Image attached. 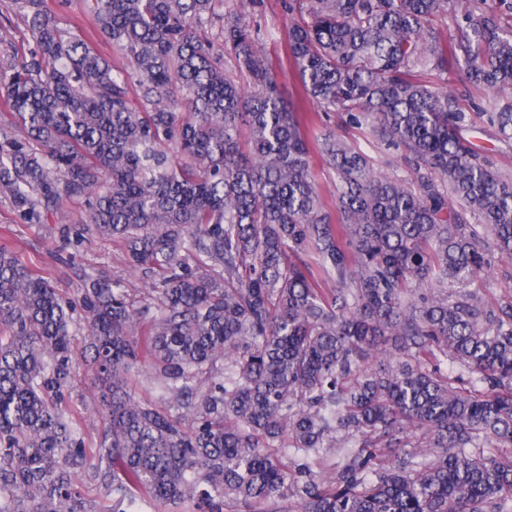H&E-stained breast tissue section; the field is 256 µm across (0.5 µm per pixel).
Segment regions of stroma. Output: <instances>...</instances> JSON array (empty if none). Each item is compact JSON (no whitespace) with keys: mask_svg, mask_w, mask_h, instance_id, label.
I'll list each match as a JSON object with an SVG mask.
<instances>
[{"mask_svg":"<svg viewBox=\"0 0 512 512\" xmlns=\"http://www.w3.org/2000/svg\"><path fill=\"white\" fill-rule=\"evenodd\" d=\"M51 16L60 29L90 33L95 29L92 0H46ZM247 19L260 29L263 47L276 72L283 97L300 111L313 112L317 106L299 93V79L286 62V35L294 20L283 0H249ZM31 45L27 27L11 9L9 0H0V59L26 50ZM315 135H328L347 140L368 156L375 169L402 179L411 172L401 161L400 150L387 146L379 138L373 124L350 125L337 114L322 116L313 128ZM470 140L501 172L512 174V140H502L496 128L480 123L469 135ZM84 211V202H66L57 213L41 224L22 223L11 200L0 194V248L8 249L30 268L48 277L64 295L76 299L81 294L85 277L121 281L130 299L143 304L146 284L141 273L131 267L121 247L108 238L88 232L73 241L68 239L69 227L77 224ZM486 253L492 267L476 278L471 290L496 299L512 295V259L502 257L494 244H487ZM93 373L80 367L68 404L74 418L79 419L88 447H95L101 422L92 387Z\"/></svg>","mask_w":512,"mask_h":512,"instance_id":"stroma-1","label":"stroma"}]
</instances>
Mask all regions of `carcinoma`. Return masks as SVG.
<instances>
[{
    "mask_svg": "<svg viewBox=\"0 0 512 512\" xmlns=\"http://www.w3.org/2000/svg\"><path fill=\"white\" fill-rule=\"evenodd\" d=\"M14 2L32 46L0 60L22 130L0 135V193L26 224L85 199L78 231L118 242L150 288L135 309L120 283L84 281L103 387L88 448L65 410L75 307L0 249V512H512V453L492 452L512 447V301L467 289L489 265L483 235L512 258V175L467 138L462 100L423 79L512 88L503 0L462 14L459 0H288L308 16L286 53L303 96L376 124L410 180L313 136L233 4L95 0L116 68L45 0ZM479 116L512 139V100ZM318 160L336 172L332 209ZM148 360L165 409L129 393ZM409 428L424 448L404 450ZM332 448L342 460L324 476ZM80 473L103 503H86Z\"/></svg>",
    "mask_w": 512,
    "mask_h": 512,
    "instance_id": "obj_1",
    "label": "carcinoma"
}]
</instances>
